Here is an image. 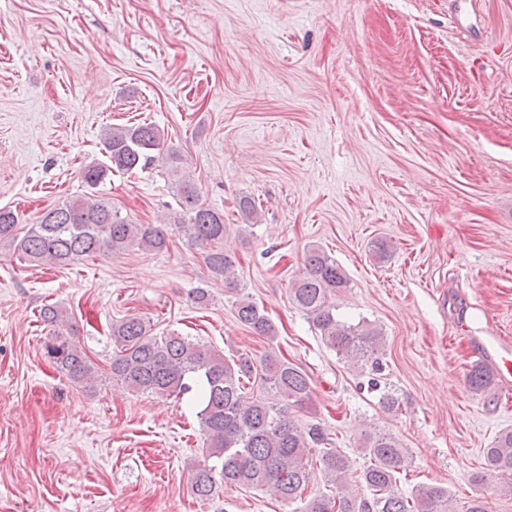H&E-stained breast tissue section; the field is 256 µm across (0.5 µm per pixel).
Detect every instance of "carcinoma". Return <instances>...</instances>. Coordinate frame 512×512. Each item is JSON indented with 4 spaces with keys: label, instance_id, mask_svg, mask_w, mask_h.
Returning a JSON list of instances; mask_svg holds the SVG:
<instances>
[{
    "label": "carcinoma",
    "instance_id": "obj_1",
    "mask_svg": "<svg viewBox=\"0 0 512 512\" xmlns=\"http://www.w3.org/2000/svg\"><path fill=\"white\" fill-rule=\"evenodd\" d=\"M107 161L91 162L83 178L90 192L45 212L35 224L19 232L18 214L0 208V243L14 247L31 263L68 265L84 257L119 253L131 247L162 251L169 246L165 224H136L118 215L112 205L93 189L112 171L144 169L156 161L162 135L151 123L112 127L101 136ZM182 216L176 227L190 246L204 254L209 271L224 279L225 287L237 290L236 258L220 247L224 241V214L199 202L195 183L181 181ZM341 268L318 248L304 260V272L289 288L295 304L312 321L323 341L336 354L357 365L371 363L379 370L376 354L382 332L369 324H351L336 315L330 296L346 287ZM238 321L259 336L273 337L276 330L263 309L247 296L236 300ZM117 351L109 363V379L134 392L179 396L196 392L199 428L210 464L198 466L190 476L192 492L208 499L222 486L259 490L275 500L304 503L300 512H454L448 488L428 485L413 497L400 492L401 472L407 469L405 449L385 432L367 433L363 452L369 464L356 476L363 488L356 496L349 489L352 464L335 448L317 424L302 428L289 415L294 407L312 405L311 378L285 358L268 356L261 370L248 358L227 359L207 345L177 334L156 336L138 317L112 325ZM44 356L53 367L76 384L93 386L99 367L72 336L53 330L42 343ZM259 380L264 397H252L246 386ZM495 379L489 366L472 365L468 382L475 391ZM319 456L321 477L336 487L337 497L316 494L305 498L314 482L308 467L311 452ZM485 465L512 475V429L501 431L492 446L483 449Z\"/></svg>",
    "mask_w": 512,
    "mask_h": 512
}]
</instances>
